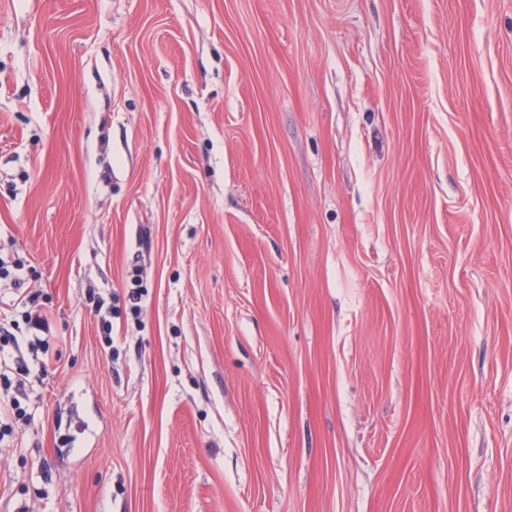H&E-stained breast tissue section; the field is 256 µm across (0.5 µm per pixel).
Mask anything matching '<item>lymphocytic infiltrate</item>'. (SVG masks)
Segmentation results:
<instances>
[{"instance_id": "obj_1", "label": "lymphocytic infiltrate", "mask_w": 512, "mask_h": 512, "mask_svg": "<svg viewBox=\"0 0 512 512\" xmlns=\"http://www.w3.org/2000/svg\"><path fill=\"white\" fill-rule=\"evenodd\" d=\"M31 274L23 260L0 255V279L11 280L20 289L15 297L0 296V450L5 452L14 448V423L32 424L35 415L26 401L34 382L46 373L38 352L51 328L39 294L21 290Z\"/></svg>"}]
</instances>
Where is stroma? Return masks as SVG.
I'll return each mask as SVG.
<instances>
[{
	"label": "stroma",
	"instance_id": "1",
	"mask_svg": "<svg viewBox=\"0 0 512 512\" xmlns=\"http://www.w3.org/2000/svg\"><path fill=\"white\" fill-rule=\"evenodd\" d=\"M0 252V512H512V0H0ZM32 275V270L25 261L12 255L2 256L0 253V279H10L14 286L21 287ZM19 292L16 297L0 296V452L13 451V424L31 425L35 415L29 405L22 406L33 393V380L42 382L46 365L38 356L51 332L42 314L40 295ZM20 316L26 334H19ZM27 356V357H26ZM5 420V421H4ZM5 437L11 440L5 441Z\"/></svg>",
	"mask_w": 512,
	"mask_h": 512
}]
</instances>
